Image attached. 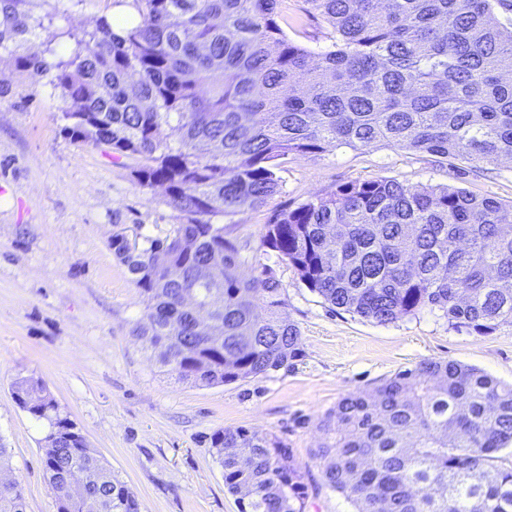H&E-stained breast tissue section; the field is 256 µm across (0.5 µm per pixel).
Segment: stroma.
Masks as SVG:
<instances>
[{"label":"stroma","instance_id":"35a3bbf8","mask_svg":"<svg viewBox=\"0 0 512 512\" xmlns=\"http://www.w3.org/2000/svg\"><path fill=\"white\" fill-rule=\"evenodd\" d=\"M119 0H35L43 26L25 49L55 62L76 36L111 18ZM0 447L5 474L25 491V512H57L45 479L46 426L13 394L18 378L46 386L89 448L136 496L140 512H239L224 486L211 436L247 428L292 448L308 486L306 512H354L324 482L322 421L338 402L370 392L423 361L450 360L512 383V326L480 336L440 312L378 324L330 311L287 263L261 245L265 224L337 184L384 177L450 185L512 200V162L440 160L385 145L291 155L282 190L232 218L231 234L254 264L273 265L301 335L292 365L225 385L198 387L160 371L132 330L144 298L110 241L115 232L169 235L178 218L163 188L140 186L134 159L61 131L63 103L46 81L0 53Z\"/></svg>","mask_w":512,"mask_h":512}]
</instances>
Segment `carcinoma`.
Masks as SVG:
<instances>
[{
  "mask_svg": "<svg viewBox=\"0 0 512 512\" xmlns=\"http://www.w3.org/2000/svg\"><path fill=\"white\" fill-rule=\"evenodd\" d=\"M34 0H0V52L64 103L62 132L135 157L146 187L179 214L173 235L112 250L135 275L145 312L133 335L161 367L207 387L277 370L300 331L270 265H252L216 218L280 191L279 160L383 143L442 158L512 161V0H133L118 34L105 19L54 64L22 51L42 18ZM319 19L331 46L288 40L283 26ZM138 76L130 84V75ZM95 128L88 135L86 125ZM192 247L157 269L153 253ZM262 245L330 310L379 324L442 312L480 336L512 326V202L386 178L349 181L265 225ZM224 287L182 302L199 266ZM251 266L259 275L247 276ZM262 287H254L255 282ZM208 310L217 333L198 327ZM17 403L48 425L44 468L58 512H139L133 492L43 385L14 383ZM317 455L326 484L354 512H512V384L454 361H425L336 405ZM240 512H305L292 449L258 430L211 436ZM0 512H24L19 481H0Z\"/></svg>",
  "mask_w": 512,
  "mask_h": 512,
  "instance_id": "cac0c4a2",
  "label": "carcinoma"
}]
</instances>
